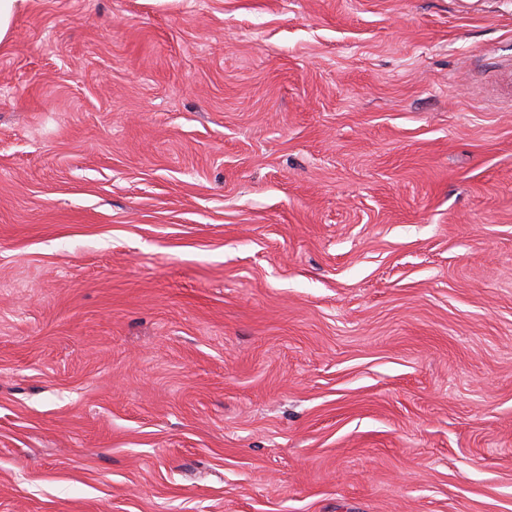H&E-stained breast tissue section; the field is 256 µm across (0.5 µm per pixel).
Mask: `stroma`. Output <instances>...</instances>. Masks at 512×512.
Masks as SVG:
<instances>
[{"label": "stroma", "mask_w": 512, "mask_h": 512, "mask_svg": "<svg viewBox=\"0 0 512 512\" xmlns=\"http://www.w3.org/2000/svg\"><path fill=\"white\" fill-rule=\"evenodd\" d=\"M0 512H512V0H32Z\"/></svg>", "instance_id": "stroma-1"}]
</instances>
